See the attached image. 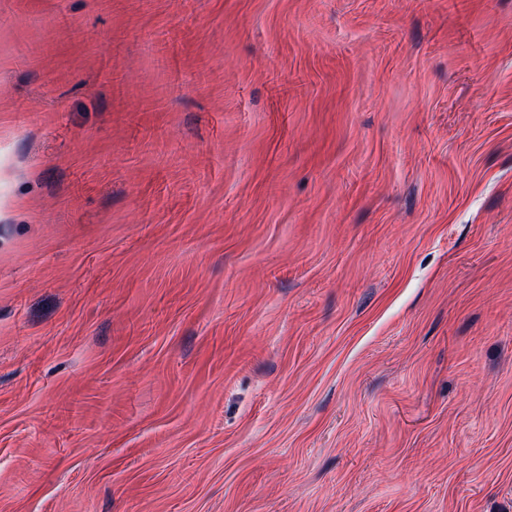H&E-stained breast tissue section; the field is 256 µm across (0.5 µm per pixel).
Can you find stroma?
<instances>
[{
  "label": "stroma",
  "mask_w": 512,
  "mask_h": 512,
  "mask_svg": "<svg viewBox=\"0 0 512 512\" xmlns=\"http://www.w3.org/2000/svg\"><path fill=\"white\" fill-rule=\"evenodd\" d=\"M0 512H512V0H0Z\"/></svg>",
  "instance_id": "35a3bbf8"
}]
</instances>
